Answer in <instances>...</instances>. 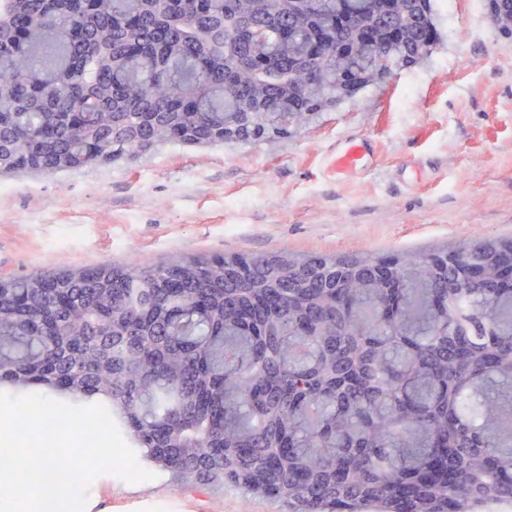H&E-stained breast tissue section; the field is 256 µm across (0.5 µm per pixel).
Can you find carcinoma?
I'll return each instance as SVG.
<instances>
[{
  "label": "carcinoma",
  "mask_w": 512,
  "mask_h": 512,
  "mask_svg": "<svg viewBox=\"0 0 512 512\" xmlns=\"http://www.w3.org/2000/svg\"><path fill=\"white\" fill-rule=\"evenodd\" d=\"M0 0V175L134 159L190 126H301L429 55L431 0ZM332 46L313 51L316 29ZM101 396L144 460L288 512L512 501V239L211 256L0 280V383Z\"/></svg>",
  "instance_id": "1"
}]
</instances>
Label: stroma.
<instances>
[{
    "mask_svg": "<svg viewBox=\"0 0 512 512\" xmlns=\"http://www.w3.org/2000/svg\"><path fill=\"white\" fill-rule=\"evenodd\" d=\"M440 40L316 121L136 161L0 177V279L177 256L388 255L512 236V37L488 0H431ZM369 144L337 174L347 140ZM85 512H284L233 487L96 478Z\"/></svg>",
    "mask_w": 512,
    "mask_h": 512,
    "instance_id": "1",
    "label": "stroma"
}]
</instances>
